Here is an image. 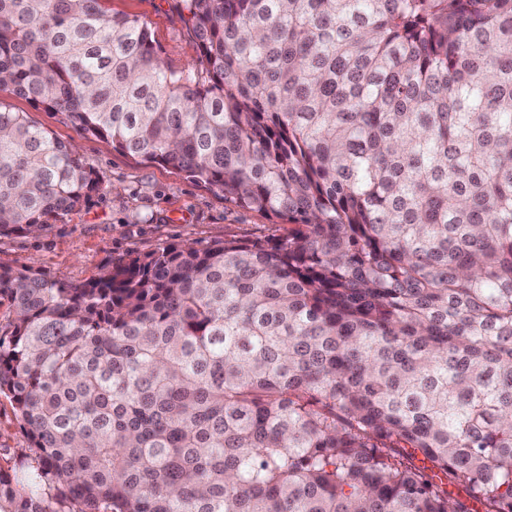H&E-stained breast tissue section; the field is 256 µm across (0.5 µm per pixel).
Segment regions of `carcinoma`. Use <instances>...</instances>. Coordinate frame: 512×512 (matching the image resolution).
<instances>
[{"label": "carcinoma", "instance_id": "carcinoma-1", "mask_svg": "<svg viewBox=\"0 0 512 512\" xmlns=\"http://www.w3.org/2000/svg\"><path fill=\"white\" fill-rule=\"evenodd\" d=\"M0 0V92L293 228L0 265V512H512V0ZM0 104V236L99 187ZM106 6L145 21L168 67L181 69L197 61L199 52L185 22L186 12L174 0H109ZM28 440L10 402L0 398V465L20 471L26 466Z\"/></svg>", "mask_w": 512, "mask_h": 512}]
</instances>
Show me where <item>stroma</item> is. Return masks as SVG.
Here are the masks:
<instances>
[{"label": "stroma", "mask_w": 512, "mask_h": 512, "mask_svg": "<svg viewBox=\"0 0 512 512\" xmlns=\"http://www.w3.org/2000/svg\"><path fill=\"white\" fill-rule=\"evenodd\" d=\"M113 12L145 21L164 63L181 69L198 49L175 0H108ZM0 102L75 147L101 178L99 190L64 222L37 236H0V264L32 269L55 281L80 283L103 273L110 261L171 243L203 247L224 239L284 234L274 217L237 207L176 170L120 153L59 116L4 92ZM28 440L7 399L0 398V467L22 469Z\"/></svg>", "instance_id": "35a3bbf8"}]
</instances>
